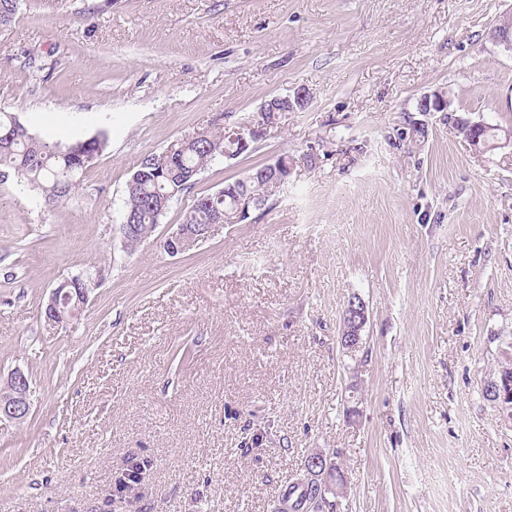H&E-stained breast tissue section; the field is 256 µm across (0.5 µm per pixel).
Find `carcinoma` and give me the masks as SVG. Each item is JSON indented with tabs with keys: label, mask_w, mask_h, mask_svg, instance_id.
Here are the masks:
<instances>
[{
	"label": "carcinoma",
	"mask_w": 512,
	"mask_h": 512,
	"mask_svg": "<svg viewBox=\"0 0 512 512\" xmlns=\"http://www.w3.org/2000/svg\"><path fill=\"white\" fill-rule=\"evenodd\" d=\"M217 143L219 138L210 135L191 143L186 150L171 158L169 167L185 176L183 180L159 174L160 156L156 154H147L138 161L134 170L138 178L126 185L125 208L131 214V223L140 226L141 236L150 237L162 217L157 211L158 199L168 196L173 200L192 188L196 176L216 159V155L210 152V146ZM103 147L102 138L62 147L42 141L25 131L14 136L8 145L0 147V173L15 175L42 197L54 194V203L59 204L72 197L86 171L78 164V155L88 151L99 154ZM222 210L223 196L204 194L196 198L184 223L208 224L213 214ZM142 467L143 464L135 463L116 476L117 490H132ZM314 497L315 490L290 483L278 496V512H311L309 503Z\"/></svg>",
	"instance_id": "1"
}]
</instances>
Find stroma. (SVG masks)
Returning a JSON list of instances; mask_svg holds the SVG:
<instances>
[{"instance_id": "stroma-1", "label": "stroma", "mask_w": 512, "mask_h": 512, "mask_svg": "<svg viewBox=\"0 0 512 512\" xmlns=\"http://www.w3.org/2000/svg\"><path fill=\"white\" fill-rule=\"evenodd\" d=\"M512 0H20L0 28V112L105 147L74 196L0 181V383L32 407L0 422V512H272L304 450H335L340 512H512V429L483 381L512 346V143L476 150L457 119L512 133ZM309 101L217 158L151 236L119 230L138 159ZM445 91L455 120L422 112ZM232 224L172 257L196 196L280 157ZM81 315L47 325L65 278ZM369 309L345 354L342 310ZM150 462L129 499L112 477ZM308 103V95L304 90L297 91L293 97L273 98L262 109V123L246 126L245 128L227 131L224 137V148L220 153L225 158H233L241 155L249 149L250 143L259 138L262 133V125L272 123L280 112H296L305 108ZM80 276L83 280V288H70L66 292L67 298L61 300L60 290L53 289L49 301L44 310L45 322L48 325L59 326L66 324L80 315L84 305L88 301V290L91 288V278ZM2 388L8 391L9 395L0 399V422L2 420L24 421L31 408L30 385L27 375L20 369L13 371Z\"/></svg>"}]
</instances>
